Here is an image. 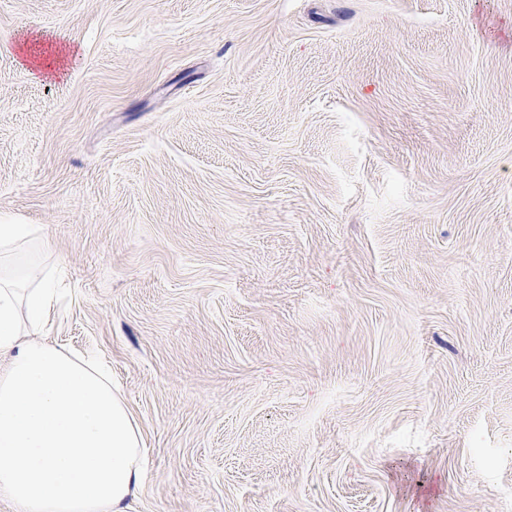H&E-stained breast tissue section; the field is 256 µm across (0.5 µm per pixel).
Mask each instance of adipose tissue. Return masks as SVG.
Returning <instances> with one entry per match:
<instances>
[{"label": "adipose tissue", "mask_w": 512, "mask_h": 512, "mask_svg": "<svg viewBox=\"0 0 512 512\" xmlns=\"http://www.w3.org/2000/svg\"><path fill=\"white\" fill-rule=\"evenodd\" d=\"M48 248L34 224H0V254ZM55 293L37 258L0 266V498L14 512H130L141 434L106 366L36 338Z\"/></svg>", "instance_id": "adipose-tissue-1"}]
</instances>
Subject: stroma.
<instances>
[{"label":"stroma","mask_w":512,"mask_h":512,"mask_svg":"<svg viewBox=\"0 0 512 512\" xmlns=\"http://www.w3.org/2000/svg\"><path fill=\"white\" fill-rule=\"evenodd\" d=\"M1 222L133 512H512V0H0ZM49 247L42 229L35 224H0V251L5 257L21 254L31 246Z\"/></svg>","instance_id":"stroma-1"}]
</instances>
